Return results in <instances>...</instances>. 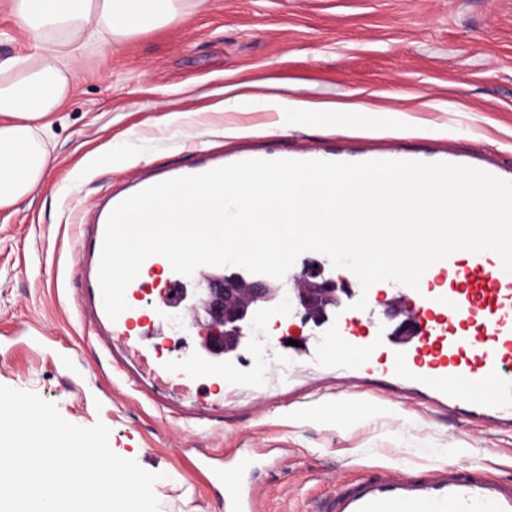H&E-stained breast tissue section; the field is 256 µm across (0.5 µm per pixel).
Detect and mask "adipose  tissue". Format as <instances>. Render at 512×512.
Returning <instances> with one entry per match:
<instances>
[{
	"mask_svg": "<svg viewBox=\"0 0 512 512\" xmlns=\"http://www.w3.org/2000/svg\"><path fill=\"white\" fill-rule=\"evenodd\" d=\"M188 0H11L33 34L27 55L0 61V209L14 207L41 183L51 164L45 142L69 91L73 66L90 36L118 47L140 33L183 20ZM222 111H273L287 125L333 123L356 133L406 134L402 112L321 108L275 95L225 99Z\"/></svg>",
	"mask_w": 512,
	"mask_h": 512,
	"instance_id": "ef3b65f1",
	"label": "adipose tissue"
}]
</instances>
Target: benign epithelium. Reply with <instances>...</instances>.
Segmentation results:
<instances>
[{
	"label": "benign epithelium",
	"mask_w": 512,
	"mask_h": 512,
	"mask_svg": "<svg viewBox=\"0 0 512 512\" xmlns=\"http://www.w3.org/2000/svg\"><path fill=\"white\" fill-rule=\"evenodd\" d=\"M298 279L299 287L288 290L280 283L239 272L213 270L199 276L196 287L182 289L175 305L192 315L198 328L199 351L222 354L224 361L233 362L255 329L258 311L276 309L287 299L303 324L316 327L327 318L328 311L351 294V289L325 277L322 264L317 262L305 266ZM386 316L395 322L391 336L397 343L414 336V320L394 305H388Z\"/></svg>",
	"instance_id": "benign-epithelium-1"
}]
</instances>
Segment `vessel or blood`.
Masks as SVG:
<instances>
[{"instance_id":"obj_1","label":"vessel or blood","mask_w":512,"mask_h":512,"mask_svg":"<svg viewBox=\"0 0 512 512\" xmlns=\"http://www.w3.org/2000/svg\"><path fill=\"white\" fill-rule=\"evenodd\" d=\"M116 205V199L106 198L90 220L80 222L75 271H82L86 261L100 262L106 223ZM168 265L163 256L147 258L128 293H140L143 274L162 268L169 271L166 288L185 287L186 276ZM369 293L388 295L392 303L411 309L417 335L406 344L388 346L387 335H365L358 329L360 319L374 318V306L345 308L325 321L322 347L328 357L351 350L364 373L416 385L433 400L464 411L484 430L512 429V273L504 270L497 254L458 251L430 266L418 288L380 281ZM110 326L104 348L118 339L134 351H151L154 330L139 325L132 310L122 312ZM153 370L178 386L211 379L235 384L246 376L237 365L203 353L190 358L175 354L158 360ZM248 464L244 458L224 470L203 458L191 463L188 474H207L224 484L225 512H259V492L239 481L240 469ZM322 512H512V481L454 462L416 473L376 467L336 489Z\"/></svg>"}]
</instances>
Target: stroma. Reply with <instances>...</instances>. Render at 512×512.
Returning <instances> with one entry per match:
<instances>
[{"label":"stroma","mask_w":512,"mask_h":512,"mask_svg":"<svg viewBox=\"0 0 512 512\" xmlns=\"http://www.w3.org/2000/svg\"><path fill=\"white\" fill-rule=\"evenodd\" d=\"M282 93L317 104H357L402 112L416 126L455 127L461 136L358 135L288 128L272 112H220L235 95ZM183 112L184 127L165 115ZM255 127L228 138L225 128ZM138 138L114 161L111 143ZM207 157L236 162L245 152L342 145H394L428 154L473 153L512 169V0H205L184 21L139 34L112 49L87 46L71 92L50 133L54 158L40 186L20 205L0 210V385L31 391L68 422H103L109 446L162 474L154 487L160 512H224V489L186 473L198 449L230 459L261 442L280 456L242 478L264 493V512H317L335 485L365 469L409 471L461 462L512 480V431L479 435L458 411L387 383L361 381L341 391L337 364L321 350L323 330L285 317L282 335L302 342L292 381L269 390V374L288 351L261 318L244 352L250 379L228 388L224 414L207 401L132 385V359L100 349L76 307L72 277L76 226L85 211L131 188L132 177L172 174ZM348 398L371 410L366 423L299 421L301 404Z\"/></svg>","instance_id":"1"}]
</instances>
